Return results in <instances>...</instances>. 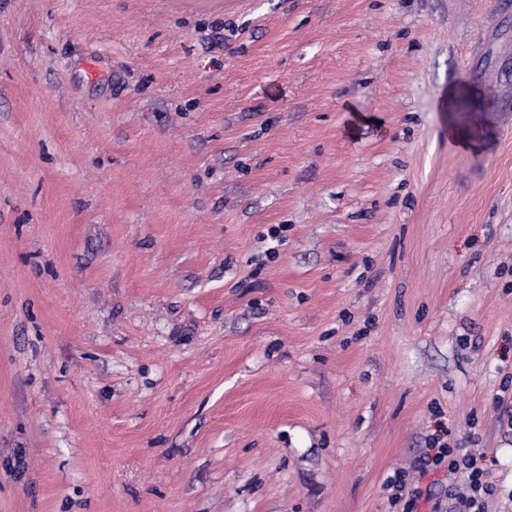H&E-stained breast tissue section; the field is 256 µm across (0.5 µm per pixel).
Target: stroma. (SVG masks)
Returning <instances> with one entry per match:
<instances>
[{
	"label": "stroma",
	"instance_id": "stroma-1",
	"mask_svg": "<svg viewBox=\"0 0 512 512\" xmlns=\"http://www.w3.org/2000/svg\"><path fill=\"white\" fill-rule=\"evenodd\" d=\"M437 435L512 512V0H0V512H457Z\"/></svg>",
	"mask_w": 512,
	"mask_h": 512
}]
</instances>
